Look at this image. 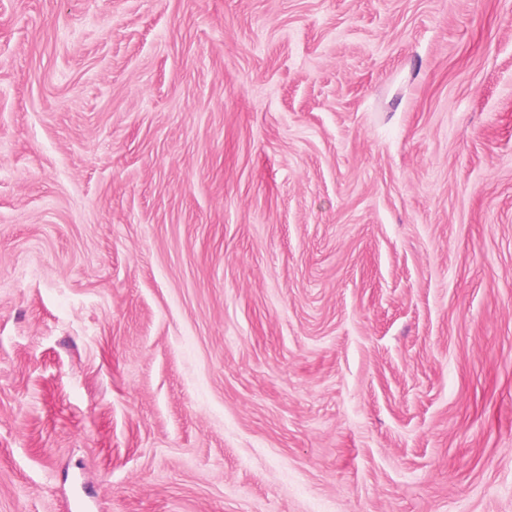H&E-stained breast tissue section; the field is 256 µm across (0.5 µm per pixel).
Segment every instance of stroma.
I'll return each mask as SVG.
<instances>
[{
    "instance_id": "stroma-1",
    "label": "stroma",
    "mask_w": 512,
    "mask_h": 512,
    "mask_svg": "<svg viewBox=\"0 0 512 512\" xmlns=\"http://www.w3.org/2000/svg\"><path fill=\"white\" fill-rule=\"evenodd\" d=\"M0 512H512V0H0Z\"/></svg>"
}]
</instances>
